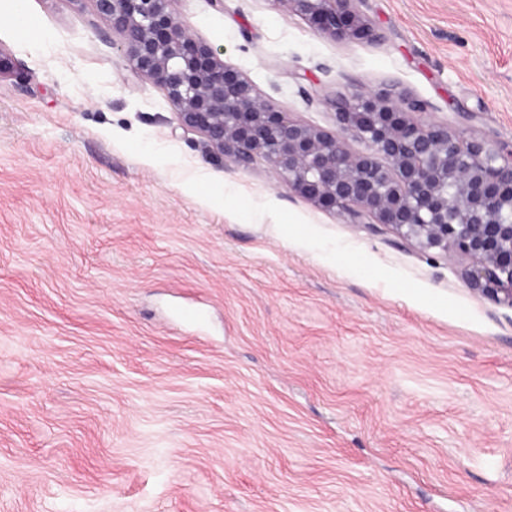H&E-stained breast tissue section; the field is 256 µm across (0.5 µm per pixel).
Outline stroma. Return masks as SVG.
Listing matches in <instances>:
<instances>
[{"label": "stroma", "mask_w": 512, "mask_h": 512, "mask_svg": "<svg viewBox=\"0 0 512 512\" xmlns=\"http://www.w3.org/2000/svg\"><path fill=\"white\" fill-rule=\"evenodd\" d=\"M173 0L294 116L359 86L512 145V0ZM0 512H512V309L234 168L90 0H0ZM358 1L280 0L288 12L304 17L314 29L338 43L380 41L381 33L360 13Z\"/></svg>", "instance_id": "obj_1"}]
</instances>
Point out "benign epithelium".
I'll list each match as a JSON object with an SVG mask.
<instances>
[{"instance_id": "obj_1", "label": "benign epithelium", "mask_w": 512, "mask_h": 512, "mask_svg": "<svg viewBox=\"0 0 512 512\" xmlns=\"http://www.w3.org/2000/svg\"><path fill=\"white\" fill-rule=\"evenodd\" d=\"M133 73L158 85L180 126L235 168L264 162L288 190L348 223L463 265L471 290L512 309V147L462 137L405 92L359 88L322 104L335 129L259 92L174 16L173 0H91ZM358 0H280L338 43L382 39Z\"/></svg>"}]
</instances>
